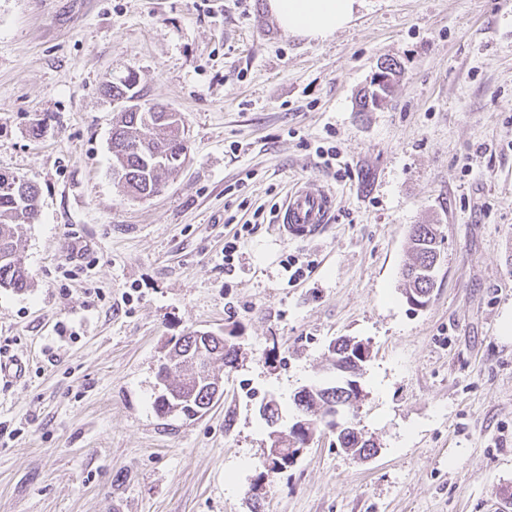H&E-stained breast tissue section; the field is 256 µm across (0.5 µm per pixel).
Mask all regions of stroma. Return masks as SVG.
<instances>
[{
	"mask_svg": "<svg viewBox=\"0 0 512 512\" xmlns=\"http://www.w3.org/2000/svg\"><path fill=\"white\" fill-rule=\"evenodd\" d=\"M387 59V102L358 111ZM131 72L190 146L141 200L112 175L104 93ZM1 172L40 200L30 286L0 288V355L27 363L0 383V512H252L256 483L263 512H512V0H362L319 42L266 0H0ZM298 184L336 192L304 239L270 212ZM415 224L442 236L422 308ZM194 330L236 366L205 415H159L165 346ZM341 336L370 350L355 424L378 454L320 431L260 478L259 405L290 426ZM223 338V337H222ZM213 346L211 347V357H212V363L210 365V373L214 380H217L218 378H222L218 374L214 372L213 365L217 361H221L224 363V366H230L233 367L234 363L237 360L238 356V350H236V347L234 345H229L226 341V338L222 341L216 342L214 339L212 340Z\"/></svg>",
	"mask_w": 512,
	"mask_h": 512,
	"instance_id": "35a3bbf8",
	"label": "stroma"
}]
</instances>
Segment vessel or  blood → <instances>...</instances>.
I'll list each match as a JSON object with an SVG mask.
<instances>
[{"instance_id": "obj_1", "label": "vessel or blood", "mask_w": 512, "mask_h": 512, "mask_svg": "<svg viewBox=\"0 0 512 512\" xmlns=\"http://www.w3.org/2000/svg\"><path fill=\"white\" fill-rule=\"evenodd\" d=\"M336 206V193L332 188L311 190L300 186L289 191L277 218L290 235L306 237L327 223Z\"/></svg>"}]
</instances>
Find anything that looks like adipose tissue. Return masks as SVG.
<instances>
[{
  "instance_id": "adipose-tissue-1",
  "label": "adipose tissue",
  "mask_w": 512,
  "mask_h": 512,
  "mask_svg": "<svg viewBox=\"0 0 512 512\" xmlns=\"http://www.w3.org/2000/svg\"><path fill=\"white\" fill-rule=\"evenodd\" d=\"M360 0H267L279 27L300 38L322 41L347 26Z\"/></svg>"
}]
</instances>
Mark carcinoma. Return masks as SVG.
Listing matches in <instances>:
<instances>
[{
    "instance_id": "obj_1",
    "label": "carcinoma",
    "mask_w": 512,
    "mask_h": 512,
    "mask_svg": "<svg viewBox=\"0 0 512 512\" xmlns=\"http://www.w3.org/2000/svg\"><path fill=\"white\" fill-rule=\"evenodd\" d=\"M399 71L389 72L388 79L377 87L365 91L359 98L358 111L366 112L377 107L387 98ZM137 79L133 73L105 85L107 95L119 102L136 96ZM154 112L121 110L112 126V175L122 182L126 192L133 198H147L154 195L163 182L178 173L188 152L185 126L176 112H166L164 107L155 105ZM39 190L24 178H19L13 190L0 189V287L21 291L29 286V272L26 268L22 240L26 226L33 223L38 215ZM442 239L433 224H415L410 232L411 262L403 270L405 296L418 297L431 294L435 279L428 274ZM197 349L196 333L189 332L173 343L175 355L182 357L181 365L188 367L187 357ZM212 362L220 361L233 366L238 350L222 340L213 342ZM171 386L186 390V395L198 408L208 409L214 399L212 383L191 381L184 385L182 379H175ZM360 393L348 387L341 379L309 386L306 410L307 421L316 427L322 425L331 407L351 398L359 399ZM345 452L361 458L363 453L376 448V443L363 438L357 428H351L343 437ZM289 456L279 459H263L260 479L280 474L290 468Z\"/></svg>"
}]
</instances>
